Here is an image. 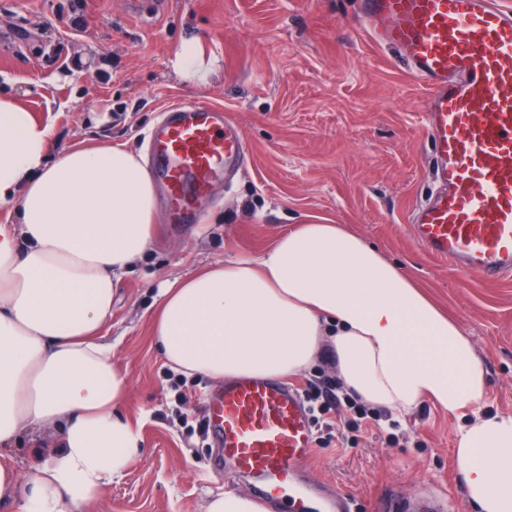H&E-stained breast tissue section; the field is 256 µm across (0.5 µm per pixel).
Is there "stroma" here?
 <instances>
[{"label":"stroma","instance_id":"35a3bbf8","mask_svg":"<svg viewBox=\"0 0 512 512\" xmlns=\"http://www.w3.org/2000/svg\"><path fill=\"white\" fill-rule=\"evenodd\" d=\"M77 8L80 30L68 24ZM355 15V0H167L150 21L126 0H0V94L50 124L49 159L90 145L142 153L161 110L196 97L223 107L253 148L247 170L214 187L202 223L157 222L145 258L115 283L102 336L130 379L124 412L143 446L88 512H203L210 492L250 494L232 466H211L215 443L177 420L152 321L165 282L259 258L298 224L346 225L421 281L471 339L488 411L512 414V281L458 274L414 243L407 212L431 186L427 92ZM186 41L212 70L206 84L172 65ZM399 420L419 445L383 444L366 427L354 449L315 447L310 469L352 512H372L389 488L404 501L433 489L442 512H472L453 461L462 417L425 401Z\"/></svg>","mask_w":512,"mask_h":512}]
</instances>
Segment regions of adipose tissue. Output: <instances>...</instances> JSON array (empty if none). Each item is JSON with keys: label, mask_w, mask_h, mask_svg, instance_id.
Masks as SVG:
<instances>
[{"label": "adipose tissue", "mask_w": 512, "mask_h": 512, "mask_svg": "<svg viewBox=\"0 0 512 512\" xmlns=\"http://www.w3.org/2000/svg\"><path fill=\"white\" fill-rule=\"evenodd\" d=\"M0 97V506L84 512L142 446L123 413L130 382L100 333L114 280L149 249L156 192L132 152L72 148ZM153 336L162 359L214 382L280 377L336 358L345 389L403 413L429 400L466 419L455 463L475 512H512V414L485 409L471 341L424 286L341 224H300L259 258L167 283ZM46 447L25 470L22 441Z\"/></svg>", "instance_id": "ef3b65f1"}]
</instances>
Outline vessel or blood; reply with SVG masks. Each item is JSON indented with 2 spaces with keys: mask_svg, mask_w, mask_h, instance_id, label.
Returning a JSON list of instances; mask_svg holds the SVG:
<instances>
[{
  "mask_svg": "<svg viewBox=\"0 0 512 512\" xmlns=\"http://www.w3.org/2000/svg\"><path fill=\"white\" fill-rule=\"evenodd\" d=\"M361 30L395 50L429 92L424 130L431 193L415 202L413 240L461 273L512 279V11L498 0H358ZM251 160L223 109L168 106L149 133V166L168 221L196 224L212 189ZM219 451L248 476L269 512H349L343 493L304 475L313 450L300 394L275 378H241L204 401Z\"/></svg>",
  "mask_w": 512,
  "mask_h": 512,
  "instance_id": "b4317fda",
  "label": "vessel or blood"
}]
</instances>
